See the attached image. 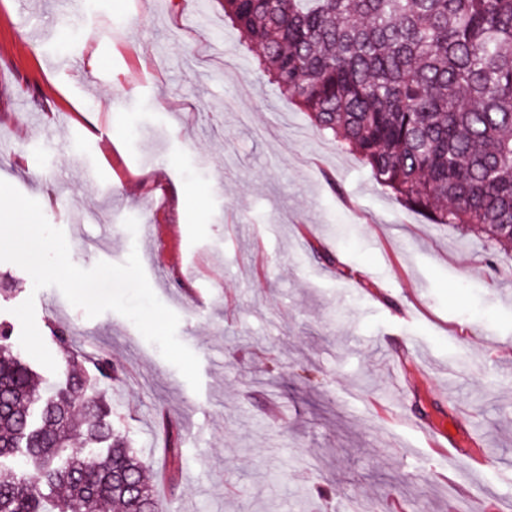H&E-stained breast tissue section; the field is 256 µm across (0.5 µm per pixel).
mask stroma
I'll return each mask as SVG.
<instances>
[{
  "mask_svg": "<svg viewBox=\"0 0 512 512\" xmlns=\"http://www.w3.org/2000/svg\"><path fill=\"white\" fill-rule=\"evenodd\" d=\"M66 10L0 0V180L77 266L138 250L201 390L130 320L10 262L0 321L31 297L42 336L111 356L112 421L165 512H457L463 481L512 512V254L402 206L274 91L221 0ZM427 429L483 459L440 458Z\"/></svg>",
  "mask_w": 512,
  "mask_h": 512,
  "instance_id": "obj_1",
  "label": "stroma"
}]
</instances>
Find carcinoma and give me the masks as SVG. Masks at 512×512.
I'll use <instances>...</instances> for the list:
<instances>
[{"mask_svg":"<svg viewBox=\"0 0 512 512\" xmlns=\"http://www.w3.org/2000/svg\"><path fill=\"white\" fill-rule=\"evenodd\" d=\"M222 4L274 89L405 207L512 250V0ZM90 362L46 396L0 330V512H162L103 402L117 367Z\"/></svg>","mask_w":512,"mask_h":512,"instance_id":"obj_1","label":"carcinoma"}]
</instances>
